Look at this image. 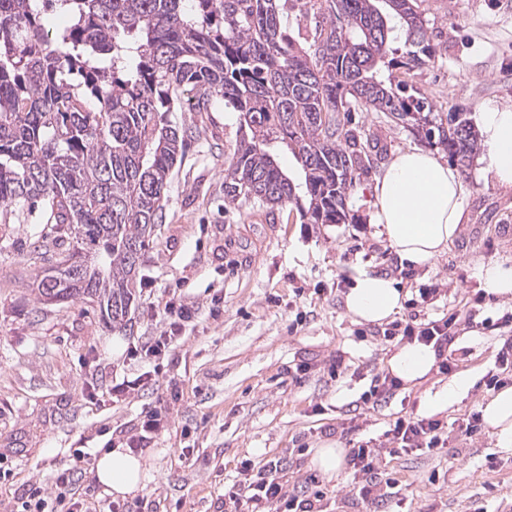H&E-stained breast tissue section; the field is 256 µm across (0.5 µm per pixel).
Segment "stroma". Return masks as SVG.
Masks as SVG:
<instances>
[{"label":"stroma","mask_w":512,"mask_h":512,"mask_svg":"<svg viewBox=\"0 0 512 512\" xmlns=\"http://www.w3.org/2000/svg\"><path fill=\"white\" fill-rule=\"evenodd\" d=\"M418 3L437 54L403 74L408 93L443 115L511 105L512 0ZM170 118L196 133L137 274L131 330L107 327L86 299L40 305L37 285L55 259L36 263L29 251L50 228L25 206L0 212V512H19L30 484L52 486L75 450L128 442L151 411L168 430L144 448V487L120 501L122 512H230L226 493L246 462L278 464L286 496L323 491L324 512H512V452L488 428L469 438L458 431L494 395L491 375L512 380L496 361L512 337V300L486 297L476 278L480 264L512 260V192L470 163L462 234L434 262L406 266L367 222L369 188L394 153L427 148L423 136L371 110L352 113V128L377 140L371 169L347 201L346 223L310 224L292 203L225 201L224 169L241 137L232 108ZM362 273L395 280L405 296L400 323L462 316L449 374L362 402L397 348L384 325L345 312ZM423 288L434 292L426 306ZM170 302L192 310L176 330L164 313ZM169 333L165 356L128 352ZM458 374L472 385L437 414L448 424L444 448L406 452L386 437L390 423ZM141 375L148 384L113 396V386ZM327 441L371 448L379 480L393 479L395 493L365 499L350 467L333 481L312 469Z\"/></svg>","instance_id":"obj_1"}]
</instances>
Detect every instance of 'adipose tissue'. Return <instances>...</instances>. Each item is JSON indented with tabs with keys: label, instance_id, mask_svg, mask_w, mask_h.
<instances>
[{
	"label": "adipose tissue",
	"instance_id": "adipose-tissue-1",
	"mask_svg": "<svg viewBox=\"0 0 512 512\" xmlns=\"http://www.w3.org/2000/svg\"><path fill=\"white\" fill-rule=\"evenodd\" d=\"M482 153L480 164L496 184L512 190V105L482 107L474 116ZM464 186L459 170L435 153L410 148L394 154L370 187L368 221L379 227L399 260L410 266L433 262L463 229ZM345 308L362 323H381L397 313L402 295L393 279L363 274L347 290ZM432 347L413 342L389 358L390 372L407 384L435 367ZM498 448L512 450V387L497 392L483 407ZM146 461L128 448H111L97 458L96 481L117 497L142 490Z\"/></svg>",
	"mask_w": 512,
	"mask_h": 512
}]
</instances>
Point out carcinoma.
Masks as SVG:
<instances>
[{
    "mask_svg": "<svg viewBox=\"0 0 512 512\" xmlns=\"http://www.w3.org/2000/svg\"><path fill=\"white\" fill-rule=\"evenodd\" d=\"M294 0H0V205L29 203L67 239L38 300L89 298L127 329L133 276L162 221L187 130L168 114L222 101L249 134L224 169V199L307 204L314 224H342L370 140L346 128L372 108L466 169L478 140L463 112L445 120L403 96L398 72L434 61L416 0H329L301 45L281 24ZM69 24L49 32L45 15ZM292 151L294 182L275 148Z\"/></svg>",
    "mask_w": 512,
    "mask_h": 512,
    "instance_id": "carcinoma-1",
    "label": "carcinoma"
}]
</instances>
